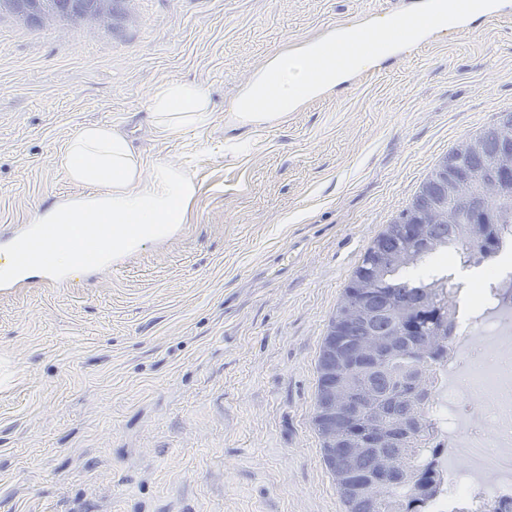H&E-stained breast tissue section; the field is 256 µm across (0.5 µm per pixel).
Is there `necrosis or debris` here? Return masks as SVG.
Masks as SVG:
<instances>
[{"instance_id": "4bbe7bcc", "label": "necrosis or debris", "mask_w": 512, "mask_h": 512, "mask_svg": "<svg viewBox=\"0 0 512 512\" xmlns=\"http://www.w3.org/2000/svg\"><path fill=\"white\" fill-rule=\"evenodd\" d=\"M453 294L455 338L435 366L424 461L433 467L436 492L423 512H492L512 507V226L495 260L455 261L436 269ZM487 404L485 435L464 425L465 400Z\"/></svg>"}]
</instances>
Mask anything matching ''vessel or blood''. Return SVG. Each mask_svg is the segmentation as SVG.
Wrapping results in <instances>:
<instances>
[{
  "label": "vessel or blood",
  "mask_w": 512,
  "mask_h": 512,
  "mask_svg": "<svg viewBox=\"0 0 512 512\" xmlns=\"http://www.w3.org/2000/svg\"><path fill=\"white\" fill-rule=\"evenodd\" d=\"M476 0H423L420 8L403 9L389 16L386 29L371 33L370 16H363L358 28L367 32L366 40L358 36L337 35L329 41L328 54H316L311 62V83L314 91L321 92L330 84V74L336 73L355 82L357 74L350 62L357 49H364L379 60L399 55L400 49L412 36H419L421 44H431L441 25L465 30L472 18L491 22L512 13V0H486L482 15H475ZM75 242L83 249L86 260L78 270L57 268L52 259L54 246L60 242ZM112 227L108 224L83 225L80 236H73L64 227L46 224H20L13 234L0 238V256L8 260L7 267L0 269V288L16 287L27 280H44L54 288L68 283L74 272H92L111 266V251H100V244L111 243Z\"/></svg>",
  "instance_id": "vessel-or-blood-1"
}]
</instances>
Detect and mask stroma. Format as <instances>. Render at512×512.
I'll list each match as a JSON object with an SVG mask.
<instances>
[{"mask_svg": "<svg viewBox=\"0 0 512 512\" xmlns=\"http://www.w3.org/2000/svg\"><path fill=\"white\" fill-rule=\"evenodd\" d=\"M414 0H124L110 22L0 12V235L82 194L57 162L116 124L188 173L183 224L68 288L0 292V512H343L316 364L373 238L439 159L512 112V15L366 69L268 127L227 111L284 50ZM213 112L154 135L153 89ZM154 132L162 139H181L205 125L212 112L209 95L198 85L170 81L158 86L147 103Z\"/></svg>", "mask_w": 512, "mask_h": 512, "instance_id": "35a3bbf8", "label": "stroma"}]
</instances>
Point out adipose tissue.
<instances>
[{
    "label": "adipose tissue",
    "mask_w": 512,
    "mask_h": 512,
    "mask_svg": "<svg viewBox=\"0 0 512 512\" xmlns=\"http://www.w3.org/2000/svg\"><path fill=\"white\" fill-rule=\"evenodd\" d=\"M256 93L276 96L289 105L310 91L304 57L274 64ZM154 131L162 139H180L205 125L212 110L209 95L198 85L170 81L158 86L147 103ZM70 179L88 186V195L38 213V224H108L112 251L122 253L168 235L183 223L194 185L185 173L157 161L146 165L125 132L110 125L78 127L58 154ZM151 178H143L144 168ZM136 235H129V227Z\"/></svg>",
    "instance_id": "1"
}]
</instances>
